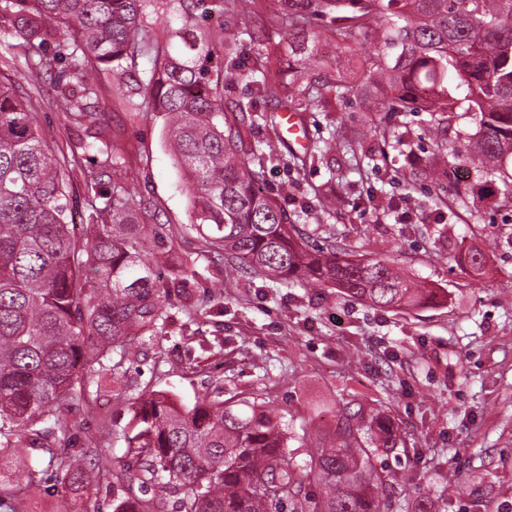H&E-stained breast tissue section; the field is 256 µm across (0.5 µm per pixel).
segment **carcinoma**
<instances>
[{"label":"carcinoma","instance_id":"cac0c4a2","mask_svg":"<svg viewBox=\"0 0 512 512\" xmlns=\"http://www.w3.org/2000/svg\"><path fill=\"white\" fill-rule=\"evenodd\" d=\"M266 27L288 31L291 50L311 55L308 38L324 34L333 48L374 32L382 46L365 52V81L292 69L271 71L261 53L244 57L240 36L254 38L255 0H0L31 74L64 65L83 88L74 99L58 84L56 107L85 129L79 149L106 156L85 179L90 210L73 220L58 159L42 146L32 100L0 80V470L13 451L35 463L16 480L0 478V508L27 512V496L44 470L55 472L60 497L92 493V479H112L121 494L112 512H384L388 479L378 457L406 447L401 427L380 409L340 403L330 438L288 450L289 429L270 402L224 397L217 389L192 407L152 391L137 401L130 429L110 425L71 450L69 407L95 402L102 374L121 381V361L165 321L164 302L180 275L164 263L143 221L150 203L135 207L125 151L93 132L101 77L134 115H164L176 166L191 187L190 217L206 244L223 248L248 274L285 284L320 283L383 310L418 309L444 298L382 260L358 259L336 247L312 253L288 229V216L266 194L270 145L252 140L273 125L278 101L287 112H311L328 99H358L373 110V92L390 93L393 112H454L456 78L467 90L477 125L475 154L497 165L512 157V0H279ZM247 75L253 96L224 111L226 82ZM503 187L482 188L512 199ZM460 262L475 272L486 254L468 246ZM123 440L130 463L104 462L98 449ZM316 485L317 497L306 490Z\"/></svg>","mask_w":512,"mask_h":512}]
</instances>
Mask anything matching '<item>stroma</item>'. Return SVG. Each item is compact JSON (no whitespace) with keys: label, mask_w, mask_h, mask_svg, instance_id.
<instances>
[{"label":"stroma","mask_w":512,"mask_h":512,"mask_svg":"<svg viewBox=\"0 0 512 512\" xmlns=\"http://www.w3.org/2000/svg\"><path fill=\"white\" fill-rule=\"evenodd\" d=\"M15 40L0 32V76L38 107L42 141L64 164L75 209L87 204L83 173L101 157L77 151L81 132L53 103L50 76L31 78ZM458 102L453 122L429 112H393L387 95L363 111L330 101L305 121L303 145L259 129L280 155L262 187L279 197L288 226L314 250L336 238L357 258H378L434 288L446 300L412 312L376 309L323 286L286 285L242 275L204 250L191 224L188 194L163 138V116H133L110 84L99 101L102 139L133 162L135 200L156 205L172 238V264L197 256L187 278L196 302L219 293L209 315L187 324L182 294L166 301L167 320L122 363L121 388L103 376L96 412L75 434L95 432L99 415L115 429L130 422L142 393L165 391L179 404L225 388L264 392L294 435L333 430L345 396L380 402L396 419L405 450L380 457L396 484L387 512H512V200H478L487 178L465 156L477 127ZM353 144L305 169L297 157L323 142ZM487 255L482 273L459 265L462 247ZM224 341L220 351L201 343Z\"/></svg>","instance_id":"35a3bbf8"}]
</instances>
